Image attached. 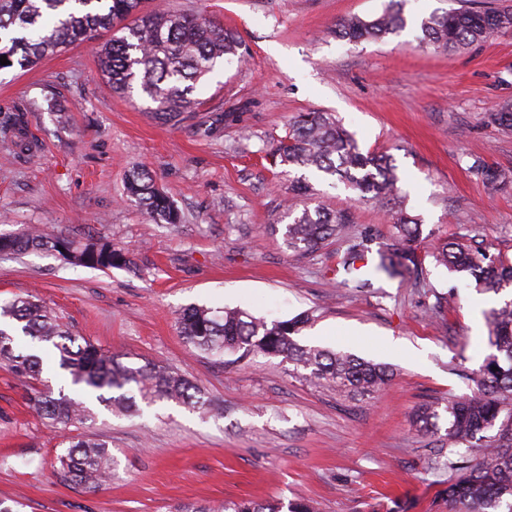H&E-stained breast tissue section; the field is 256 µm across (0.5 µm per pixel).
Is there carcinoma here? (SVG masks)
<instances>
[{"mask_svg":"<svg viewBox=\"0 0 512 512\" xmlns=\"http://www.w3.org/2000/svg\"><path fill=\"white\" fill-rule=\"evenodd\" d=\"M142 4L143 0H0V57L9 61L0 64V70L33 66L72 44L91 42L99 32L133 16L134 23L122 27L123 35L112 36L98 50L102 75L115 93L125 96L137 88L154 104L151 111L161 120L178 123L182 113L196 110L191 95L197 85L224 57H242V43L237 34L211 20L157 8L145 11ZM398 4L399 0H390L372 19L345 17L337 23V33L353 42L382 40L405 25ZM421 31L422 43L454 51L511 35L512 10L433 14L421 22ZM487 121L512 131V105L506 103L487 113ZM0 140L27 151L38 147V140L28 134L24 112L0 116ZM276 156L283 165L308 170L333 185L345 184L361 200L383 205L397 199L399 176L394 159L362 151L330 113L302 112L294 117ZM472 170L492 190L509 179L505 171L480 160L474 161ZM126 197L156 223L180 221L170 197L146 168L127 174ZM285 211L291 219L283 229L287 250L303 255L331 239L341 241L337 284L350 292L373 288L380 275L395 279L422 270L417 254L421 220L401 208L391 210L395 232L378 249V260L369 269L358 266L370 247L367 234L353 231V211L305 208L297 214L290 206ZM29 249H46L70 265L100 270L132 264L124 247L101 239L81 242L50 235L38 225L18 235H0L1 255ZM431 257L447 271L473 278L484 291L497 294L512 288V260L491 257L480 246L461 239L443 240ZM0 319V363L25 383L29 403L55 426L91 420L94 412L65 388L53 391L42 378L46 370L68 377L71 385L113 412H136L138 397L149 403L173 401L199 413L211 411L205 393L184 376L154 361L129 363L127 356L95 346L75 335L31 296L0 304ZM313 322L310 313L269 322L238 308L216 311L195 304L180 310L177 317L186 345L221 362L224 355L238 352L277 357L302 370L301 376L309 382L354 400L373 397L391 381L394 371L386 365L300 343L298 336ZM487 325L493 352L479 369L464 372L471 394L450 398L442 408L425 403L414 413L419 430L434 438L440 456L448 457L457 472L448 489L432 501L437 512H512V299L488 312ZM56 460L57 475L85 490L97 491L112 480V450L92 435L69 440ZM180 512H282V504L226 501L216 508L199 506Z\"/></svg>","mask_w":512,"mask_h":512,"instance_id":"cac0c4a2","label":"carcinoma"}]
</instances>
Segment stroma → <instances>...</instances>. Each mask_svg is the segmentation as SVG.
<instances>
[{
	"label": "stroma",
	"mask_w": 512,
	"mask_h": 512,
	"mask_svg": "<svg viewBox=\"0 0 512 512\" xmlns=\"http://www.w3.org/2000/svg\"><path fill=\"white\" fill-rule=\"evenodd\" d=\"M235 31L243 60L219 65L194 93L199 106L163 123L140 93L119 97L94 48L77 44L35 66L0 71V113L24 112L36 156L0 142V234L28 225L128 248L132 264L74 267L45 252L0 258V302L33 296L76 334L132 363H163L203 389L207 416L172 402L138 416L98 409L59 429L29 405L0 365V499L25 512H175L227 500L310 501L317 512H430L448 486L434 442L413 421L424 403L468 394L461 369L489 354V304L512 298L455 280L428 255L436 238L482 241L512 258V183L492 192L474 160L512 170V134L487 123L512 104V35L450 53L420 43V24L460 0H403L406 26L383 41L335 33L389 0H163ZM331 112L360 148L392 155L409 213L423 224L426 271L382 279L374 291L336 286L332 241L288 251L273 226L302 171L274 154L301 112ZM146 166L182 221L157 224L124 195ZM305 206H356L357 227L384 242L383 207L355 204L344 184L316 182ZM190 304L238 307L270 320L317 319L304 343L347 351L394 371L375 398L352 401L310 386L293 365L252 354L192 353L175 324ZM91 434L115 457L111 482L88 492L55 472L67 437Z\"/></svg>",
	"instance_id": "stroma-1"
}]
</instances>
